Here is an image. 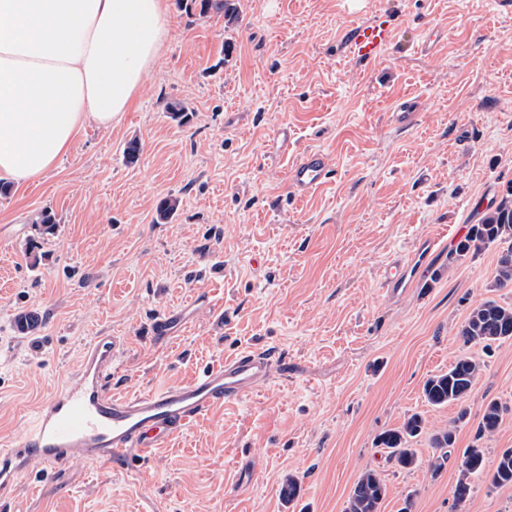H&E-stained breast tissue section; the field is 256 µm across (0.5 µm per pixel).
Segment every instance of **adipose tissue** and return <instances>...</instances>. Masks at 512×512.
<instances>
[{
	"mask_svg": "<svg viewBox=\"0 0 512 512\" xmlns=\"http://www.w3.org/2000/svg\"><path fill=\"white\" fill-rule=\"evenodd\" d=\"M166 0H0V177L41 178L132 105L169 36Z\"/></svg>",
	"mask_w": 512,
	"mask_h": 512,
	"instance_id": "adipose-tissue-1",
	"label": "adipose tissue"
}]
</instances>
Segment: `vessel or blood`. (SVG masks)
<instances>
[{"instance_id":"b4317fda","label":"vessel or blood","mask_w":512,"mask_h":512,"mask_svg":"<svg viewBox=\"0 0 512 512\" xmlns=\"http://www.w3.org/2000/svg\"><path fill=\"white\" fill-rule=\"evenodd\" d=\"M392 40L386 17L357 25L346 54L360 63L382 58ZM288 187L301 197L323 186L331 172L318 149L292 154ZM417 257L386 268L383 285L393 291L417 283ZM119 345L115 337H94L83 351L75 379L55 392L37 412L24 447L0 445V498L10 496L23 461L62 465L77 459L121 460L162 447L174 435L215 407L241 400L272 375L270 357L245 349L180 385L119 397L112 392Z\"/></svg>"}]
</instances>
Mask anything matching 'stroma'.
Returning <instances> with one entry per match:
<instances>
[{"label":"stroma","mask_w":512,"mask_h":512,"mask_svg":"<svg viewBox=\"0 0 512 512\" xmlns=\"http://www.w3.org/2000/svg\"><path fill=\"white\" fill-rule=\"evenodd\" d=\"M169 5V38L132 108L0 196V441L22 446L102 333L121 343L116 392L185 383L247 348L281 368L147 457L29 461L0 512H344L368 469L388 488L381 512L408 499L413 512H512V485L486 475L464 507L453 497L467 448L490 467L512 448V340L485 349L456 334L481 301L512 302V286L493 285L502 246L448 257L512 185V0H361L356 18L343 0H239L229 27L223 11ZM378 13L393 41L355 62L343 43ZM431 25L445 38L424 55ZM408 95L419 121L400 128L390 114ZM175 101L187 124L168 118ZM284 126L296 150L331 158V179L304 198L272 149ZM170 195L178 209L158 221ZM412 254L426 258L419 284L389 294L385 263ZM181 310L187 328L155 339V321ZM22 313L38 317L27 334ZM464 354L483 366L464 405L427 404L426 379ZM491 401L502 421L482 435ZM414 413L422 464L407 471L378 437ZM451 423L455 444L432 470L430 438ZM291 476L301 492L288 503Z\"/></svg>","instance_id":"obj_1"}]
</instances>
